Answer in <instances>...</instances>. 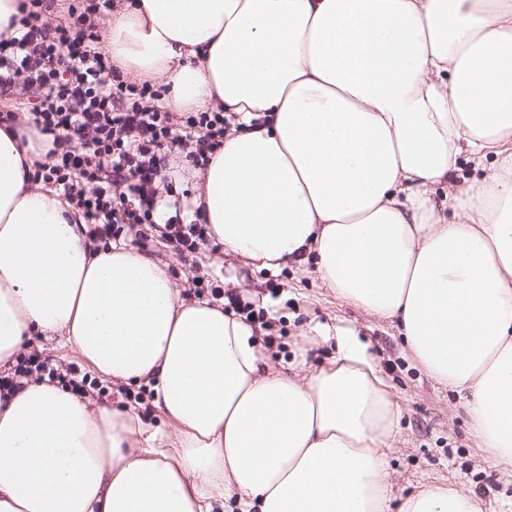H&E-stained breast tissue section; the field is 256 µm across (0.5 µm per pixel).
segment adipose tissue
I'll use <instances>...</instances> for the list:
<instances>
[{
    "label": "adipose tissue",
    "instance_id": "1",
    "mask_svg": "<svg viewBox=\"0 0 512 512\" xmlns=\"http://www.w3.org/2000/svg\"><path fill=\"white\" fill-rule=\"evenodd\" d=\"M101 43L128 78L170 83V111L230 122L192 201L225 253L313 263L394 322L512 475V0H118ZM51 147L0 125V369L52 339L145 385L171 432L30 378L0 395V512H391L401 408L369 343L317 323L305 340L333 359L268 367L252 325L166 264L92 244L29 178ZM463 158L489 173L459 188ZM398 512L483 507L432 484Z\"/></svg>",
    "mask_w": 512,
    "mask_h": 512
}]
</instances>
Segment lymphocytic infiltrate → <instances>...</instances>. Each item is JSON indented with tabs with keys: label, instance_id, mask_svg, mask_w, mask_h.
I'll list each match as a JSON object with an SVG mask.
<instances>
[{
	"label": "lymphocytic infiltrate",
	"instance_id": "1",
	"mask_svg": "<svg viewBox=\"0 0 512 512\" xmlns=\"http://www.w3.org/2000/svg\"><path fill=\"white\" fill-rule=\"evenodd\" d=\"M107 0H85L70 22L50 24V0H21V33L0 39V96L26 100L24 112L0 113V122L53 138L50 163L34 180L51 184L82 212L91 240L116 228L145 245L155 223L158 188L186 168L204 169L224 144L220 112H168L150 84L127 82L101 46L94 19ZM193 130L189 151L174 154L176 128Z\"/></svg>",
	"mask_w": 512,
	"mask_h": 512
}]
</instances>
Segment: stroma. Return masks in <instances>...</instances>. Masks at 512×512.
Masks as SVG:
<instances>
[{
    "label": "stroma",
    "instance_id": "1",
    "mask_svg": "<svg viewBox=\"0 0 512 512\" xmlns=\"http://www.w3.org/2000/svg\"><path fill=\"white\" fill-rule=\"evenodd\" d=\"M144 251L167 264L183 294L208 299L217 287L263 311L272 328L258 330L257 340L265 344L271 367L285 368L300 355L313 366L332 359L335 345L303 343L301 334L309 322H337L358 330L370 341L402 409L389 451L394 494L404 497L429 484H448L477 495L485 512H512V476L499 471L478 448L463 399L412 361L396 325L345 304L309 269L234 270L223 246L212 241L199 253L182 258L156 236Z\"/></svg>",
    "mask_w": 512,
    "mask_h": 512
}]
</instances>
